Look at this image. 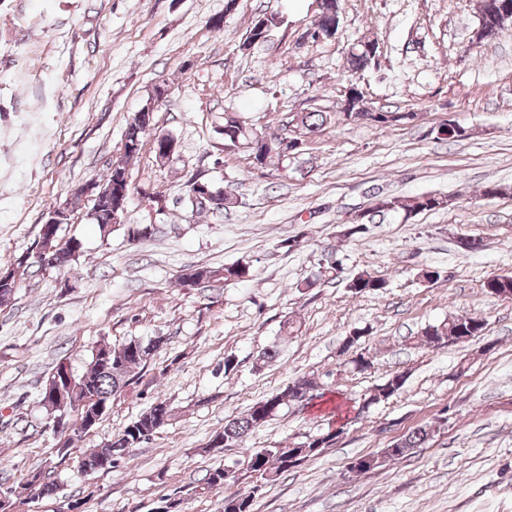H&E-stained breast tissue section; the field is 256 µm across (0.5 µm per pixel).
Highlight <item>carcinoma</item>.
<instances>
[{
	"mask_svg": "<svg viewBox=\"0 0 512 512\" xmlns=\"http://www.w3.org/2000/svg\"><path fill=\"white\" fill-rule=\"evenodd\" d=\"M512 18V0H488L479 7V26L474 34L478 42L495 38L502 29L504 22ZM266 28L251 26L246 37L240 45V50L248 51L251 48L266 42L270 31L279 27L282 20L275 15L264 16ZM367 45H377V42L362 39L354 45L346 55V69L351 76V86L345 93L341 104L346 106L345 115L349 118L361 119L370 124L390 125L405 118H414V113L403 117L395 112H377L368 106L365 94L358 83L363 73L376 64L377 57L365 49ZM330 120V115L320 110L310 112H298L292 116V126L295 138L300 139L322 132ZM150 133L148 126L139 124L134 120L129 121L124 136V145L115 159L117 167L112 171V179H125L128 173L129 160L139 153L142 139ZM224 141L232 146L244 145L251 151L253 162L263 166L267 160L273 157L279 159L287 157L281 147V139L269 138L264 132L253 124L247 123L234 112L224 113ZM184 208L191 215H205L209 213L226 211L239 205L238 197L232 192L224 191V204L213 205L208 201H202L191 197V182H186L183 196ZM448 205V198L436 194H423L407 197H390L378 200L377 209L380 212L402 211L412 215L422 211L444 208ZM127 236L133 240H142L153 237L157 228L153 224H129L126 227ZM30 256L26 255L16 264V268L10 271L11 281L0 282V303L11 300L19 289V283L28 274ZM249 274V267L242 264L227 265L223 268L213 269L207 266L195 268V275L202 281L209 283L230 282L241 280ZM347 287L356 293H378L387 288V282L369 274H359L352 278ZM484 288L496 289V294L506 295L512 292V276H494L484 283ZM486 323L475 316L455 315L442 322L429 325L421 329L424 342L432 347L450 345L456 343L459 336H471L473 338L484 335ZM157 349L155 344H144L139 340H129L120 345H98L92 351L91 359L85 368L79 372H72L70 381V397L78 403L85 400L97 399L99 402H109L112 396L120 392L129 384L138 379V371L143 369L152 352ZM103 352L112 354V371L106 372L100 368L98 356ZM407 382V374L395 372L389 375L383 383L375 388V393L364 401L365 405L388 400L399 395ZM319 383L308 377H302L285 388L276 391L266 398L258 401L247 411L235 416L224 424V429L216 433L211 441L209 450L216 451L222 448H230L241 445L245 438L257 429L271 421L282 408L291 401H311L323 397L318 391ZM166 409L165 400L156 399L145 411L132 420L121 432L112 439L101 443L97 448L86 454L81 464H93L99 455L104 452L112 453V462L119 464L129 451L139 444L150 439L158 433L165 424L157 421L155 412ZM435 433L432 425H423L412 432L396 439L392 444L380 451V459L376 467L383 466L390 460L406 457L416 448L422 447ZM336 438V433L328 431L318 436L309 437L302 444L288 448L280 444L270 448H261L252 451L248 457L233 467L218 466L211 469L205 476L203 488L212 490L216 487L225 489L234 486L244 479L254 483L253 489L261 488V485L275 480V478L291 468L287 463L288 456L297 457V462L316 456L324 448L331 445ZM253 494L241 495L236 492L224 497V512H251Z\"/></svg>",
	"mask_w": 512,
	"mask_h": 512,
	"instance_id": "obj_1",
	"label": "carcinoma"
}]
</instances>
